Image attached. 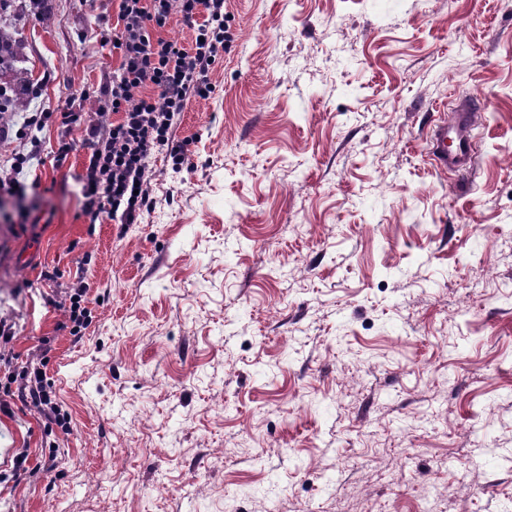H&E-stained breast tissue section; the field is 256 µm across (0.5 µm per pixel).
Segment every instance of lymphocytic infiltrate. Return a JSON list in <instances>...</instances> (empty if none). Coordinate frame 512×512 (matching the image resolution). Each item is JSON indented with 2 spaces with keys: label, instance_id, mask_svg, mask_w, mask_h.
Masks as SVG:
<instances>
[{
  "label": "lymphocytic infiltrate",
  "instance_id": "f902f5d3",
  "mask_svg": "<svg viewBox=\"0 0 512 512\" xmlns=\"http://www.w3.org/2000/svg\"><path fill=\"white\" fill-rule=\"evenodd\" d=\"M174 15L196 22L192 47L150 34V26L164 27ZM121 20L112 33L121 70L95 103L98 112L122 118L104 129L86 128L92 153L81 176L82 212L91 224L105 215L139 223L151 205L148 173L156 152L166 151L174 167L187 163L190 141L178 137L177 118L190 99L211 96L209 72L233 39L224 0H122Z\"/></svg>",
  "mask_w": 512,
  "mask_h": 512
}]
</instances>
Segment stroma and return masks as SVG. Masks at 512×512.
Returning a JSON list of instances; mask_svg holds the SVG:
<instances>
[{
    "instance_id": "obj_1",
    "label": "stroma",
    "mask_w": 512,
    "mask_h": 512,
    "mask_svg": "<svg viewBox=\"0 0 512 512\" xmlns=\"http://www.w3.org/2000/svg\"><path fill=\"white\" fill-rule=\"evenodd\" d=\"M23 3L0 168L39 190L0 194V512H512V0H225L189 163L124 226L79 182L87 123L119 119L89 95L121 0ZM459 95L461 181L428 158ZM34 363L69 430L23 397ZM72 290H74V293L70 292L68 295L69 306L66 307L65 303L63 306L67 308L66 312L68 315V320L71 324H73L72 333L76 334L78 331H80V329H77V327H82L84 325V319L90 311L85 305V303H87L85 300V288Z\"/></svg>"
}]
</instances>
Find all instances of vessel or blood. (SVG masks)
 Returning <instances> with one entry per match:
<instances>
[{
	"label": "vessel or blood",
	"instance_id": "obj_1",
	"mask_svg": "<svg viewBox=\"0 0 512 512\" xmlns=\"http://www.w3.org/2000/svg\"><path fill=\"white\" fill-rule=\"evenodd\" d=\"M476 122L477 110L467 99L458 101L450 113L438 114L429 136V156L438 171L460 176L472 168Z\"/></svg>",
	"mask_w": 512,
	"mask_h": 512
}]
</instances>
